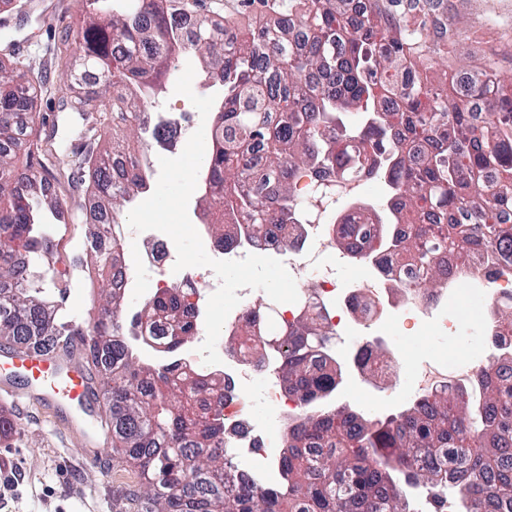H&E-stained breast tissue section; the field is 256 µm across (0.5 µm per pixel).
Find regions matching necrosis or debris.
Masks as SVG:
<instances>
[{
	"instance_id": "1",
	"label": "necrosis or debris",
	"mask_w": 512,
	"mask_h": 512,
	"mask_svg": "<svg viewBox=\"0 0 512 512\" xmlns=\"http://www.w3.org/2000/svg\"><path fill=\"white\" fill-rule=\"evenodd\" d=\"M324 217H317L307 224L305 238L299 248H285L282 233L278 225L268 227V233L259 249L277 255H286L288 265L297 283L298 294L313 298L314 302L325 306V327L337 332L345 315V302L350 296L373 303L377 309L386 306H400L408 311L427 309L428 301L409 299L404 293L391 288L380 287L372 279H362L356 284L355 292L338 288L336 282L337 265L346 263V253L337 251L335 245L324 230ZM137 236L140 245L141 265L149 273V279H142L129 268L122 269L116 278L121 293L128 294L139 290L144 282H152L159 289L168 285V273L176 256L171 249L170 238L159 231L149 230L133 233L125 224H108L103 229L104 244H111L113 237ZM182 289L179 315L182 320L200 321L206 309L209 297L216 291V284L205 274L193 271L179 281ZM474 372L473 365H454L441 359L421 364L415 380L419 391L427 392L451 383L468 379ZM264 378L267 387L263 394L266 403L281 407L275 422L270 428H261L253 416L245 412L241 400L243 386L255 378ZM224 382L226 384L224 401V453L233 461L228 475L230 483L248 484L258 488L268 486L275 476L269 451L278 447L286 420L285 409L293 408L294 403L287 392L270 377L269 371L256 368L250 362L232 357L224 364Z\"/></svg>"
}]
</instances>
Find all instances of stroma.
<instances>
[{"instance_id":"stroma-1","label":"stroma","mask_w":512,"mask_h":512,"mask_svg":"<svg viewBox=\"0 0 512 512\" xmlns=\"http://www.w3.org/2000/svg\"><path fill=\"white\" fill-rule=\"evenodd\" d=\"M275 0H199L198 10L216 22L240 21L262 16L273 18ZM79 0H0V63L23 64L35 77L44 61L61 48L65 28L80 15ZM439 15L454 35L442 52L434 54L428 72L444 81L459 62L481 64L494 54L503 69H512V0H440ZM63 68L52 70L48 82L33 101L39 118L38 148L34 168L49 166L55 156H69L79 165L77 138L86 128L82 117L65 109L68 91ZM156 113L176 123L166 141L173 155H180L201 123L189 98L166 88L156 101ZM86 186L81 180H60L56 194L71 208L69 223L47 222L43 230L53 243L44 259L45 285L65 295L64 315L88 325L99 311L102 286L86 250V216L82 208ZM478 288H455L434 307L435 319L453 320L458 334L437 348H426L406 335L407 316L388 307L384 321L367 325L349 316L335 342L341 358H352L359 344L386 341L396 347L403 362L396 389L375 381L349 366L336 395L337 402L360 407L373 416L400 410L416 396L414 371L434 357L449 363L486 364L493 349L486 324L479 317L484 308ZM0 415L11 419L14 430L0 436V475L12 477L11 486L0 485V512H145L138 499L139 479L111 446L93 450L66 441L50 416L36 401L15 403L0 392Z\"/></svg>"}]
</instances>
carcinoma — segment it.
<instances>
[{"mask_svg": "<svg viewBox=\"0 0 512 512\" xmlns=\"http://www.w3.org/2000/svg\"><path fill=\"white\" fill-rule=\"evenodd\" d=\"M426 4L366 0L355 14L350 0H281L288 26L250 22L228 48L224 29L206 17L185 34L179 19L195 11L193 0H83L82 19L66 34L75 45L66 81L72 112L92 110L90 85L112 94V143L84 147L94 212L87 242L102 268L125 264L119 241L101 246L99 226L151 189V109L191 53L206 85L221 91L202 166V201L220 216L217 248L249 245L270 224L298 246L309 208L295 186L315 171L324 180L320 200L358 180L385 182L383 206L350 197L328 234L337 250L406 293L420 285L395 279L405 268L424 289L464 286L483 269L512 279V73L492 59L476 71L463 64L450 91L416 73L443 37ZM38 89L0 66V220L12 242L0 255V338L18 343L56 335L60 298L32 275L51 248L38 208L58 221L69 213L41 172L18 184L12 146L33 134L35 117L17 118ZM106 283L107 316L83 333L82 354L147 512H412L410 488L441 504L446 491L462 512H512V344L493 340L488 363L464 383L376 418L324 406L345 363L320 329L318 305L290 323L269 308L248 311L233 351L275 371L298 403L285 422L280 478L258 491L226 481L232 461L224 415L210 398L215 379L175 357L196 333L177 316L179 286L150 296L129 321L124 295ZM156 318L164 335L142 341L174 358L138 363L129 337ZM487 323L512 336V294L491 303Z\"/></svg>", "mask_w": 512, "mask_h": 512, "instance_id": "1", "label": "carcinoma"}]
</instances>
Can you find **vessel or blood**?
<instances>
[{
  "mask_svg": "<svg viewBox=\"0 0 512 512\" xmlns=\"http://www.w3.org/2000/svg\"><path fill=\"white\" fill-rule=\"evenodd\" d=\"M0 387L18 397L37 399L65 435L82 446L97 445L90 421L96 400L89 370L63 349L23 345L0 354Z\"/></svg>",
  "mask_w": 512,
  "mask_h": 512,
  "instance_id": "obj_1",
  "label": "vessel or blood"
}]
</instances>
